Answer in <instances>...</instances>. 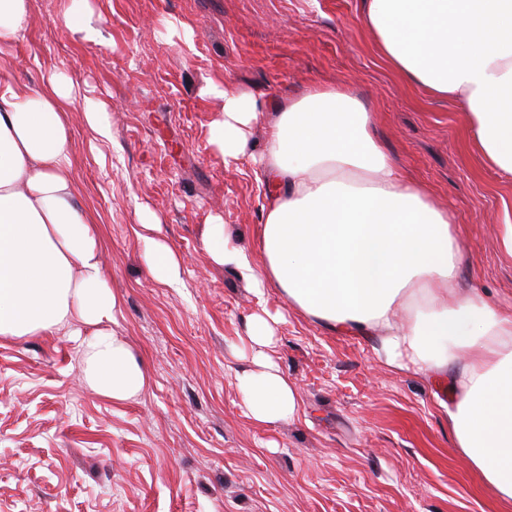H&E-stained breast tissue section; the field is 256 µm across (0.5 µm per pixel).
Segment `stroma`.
Masks as SVG:
<instances>
[{
    "label": "stroma",
    "mask_w": 512,
    "mask_h": 512,
    "mask_svg": "<svg viewBox=\"0 0 512 512\" xmlns=\"http://www.w3.org/2000/svg\"><path fill=\"white\" fill-rule=\"evenodd\" d=\"M104 43L71 38L65 0H31L12 77L39 88L65 74L100 100L112 140L70 115L82 203L97 214L108 281L122 299L113 331L148 369L136 400L115 403L81 379L75 326L0 337V512H512L454 445L447 376L392 370L370 336L338 334L255 293L203 245L222 220L261 262L259 157L267 128L315 87L349 85L404 179L452 211L458 283L512 309V177L490 167L466 113L406 84L379 58L363 0H90ZM265 107L253 152L225 165L208 142L210 81ZM156 214L182 263L155 281L139 216ZM279 316L269 354L300 398L297 418L259 425L236 385L248 366L249 314Z\"/></svg>",
    "instance_id": "stroma-1"
}]
</instances>
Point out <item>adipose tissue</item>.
<instances>
[{
  "label": "adipose tissue",
  "instance_id": "adipose-tissue-1",
  "mask_svg": "<svg viewBox=\"0 0 512 512\" xmlns=\"http://www.w3.org/2000/svg\"><path fill=\"white\" fill-rule=\"evenodd\" d=\"M30 0H0V336L80 325L82 373L97 393L123 403L148 378L130 343L107 330L120 300L105 276L95 217L80 203L69 115L97 139L112 131L100 102L63 74L31 91L9 76L3 48L25 33ZM382 61L405 82L466 112L489 165L512 176V0H364ZM220 106L209 142L225 164L252 148L263 114L251 95L209 83ZM373 114L349 86L317 87L278 113L262 156L266 219L261 265L226 239L204 240L209 259L234 267L255 290L278 288L324 327L376 337L385 366L448 375L454 444L488 492L512 503V312L458 285L456 217L406 182L372 134ZM146 262L172 285L181 265L157 217H140ZM276 317L245 321L251 365L237 375L246 414L259 424L294 419L293 383L268 354Z\"/></svg>",
  "mask_w": 512,
  "mask_h": 512
}]
</instances>
